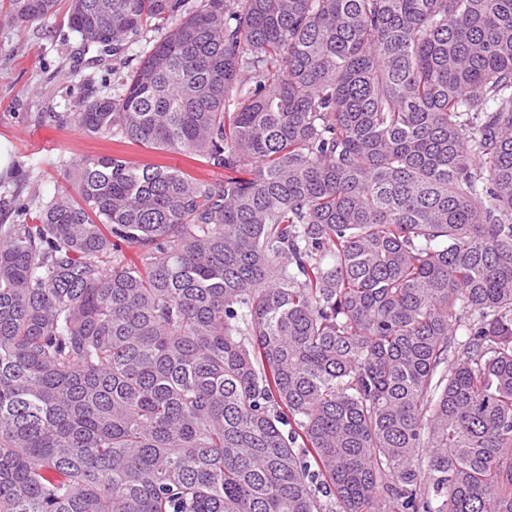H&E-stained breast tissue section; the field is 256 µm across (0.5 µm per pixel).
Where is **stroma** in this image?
I'll return each instance as SVG.
<instances>
[{
    "label": "stroma",
    "mask_w": 512,
    "mask_h": 512,
    "mask_svg": "<svg viewBox=\"0 0 512 512\" xmlns=\"http://www.w3.org/2000/svg\"><path fill=\"white\" fill-rule=\"evenodd\" d=\"M66 5L42 22L18 24L0 11V141L11 162L0 172V225L22 224L34 194L52 195L69 169L87 155H119L134 164H159L215 182L223 170L178 150H155L85 135L67 119L87 94H117L137 66L142 46L127 44L95 65L79 54Z\"/></svg>",
    "instance_id": "obj_1"
}]
</instances>
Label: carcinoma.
Returning a JSON list of instances; mask_svg holds the SVG:
<instances>
[{"label":"carcinoma","mask_w":512,"mask_h":512,"mask_svg":"<svg viewBox=\"0 0 512 512\" xmlns=\"http://www.w3.org/2000/svg\"><path fill=\"white\" fill-rule=\"evenodd\" d=\"M68 22L158 33L76 128L228 174L87 156L0 233V512H512V0Z\"/></svg>","instance_id":"1"}]
</instances>
